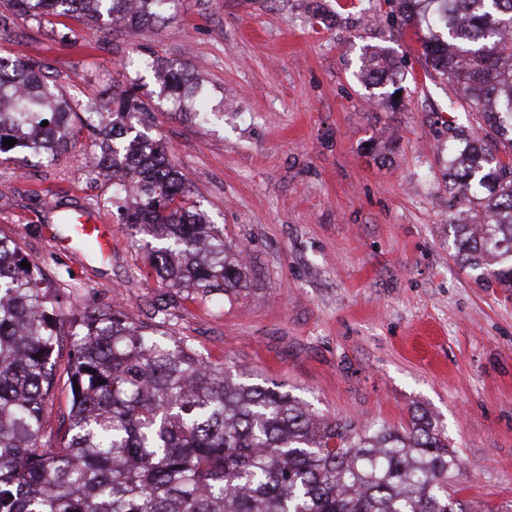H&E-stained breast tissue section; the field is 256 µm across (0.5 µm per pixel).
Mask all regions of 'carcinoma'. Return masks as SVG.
Instances as JSON below:
<instances>
[{"label":"carcinoma","instance_id":"obj_1","mask_svg":"<svg viewBox=\"0 0 512 512\" xmlns=\"http://www.w3.org/2000/svg\"><path fill=\"white\" fill-rule=\"evenodd\" d=\"M33 20L87 15L129 35L174 18L178 0H9ZM388 26L416 36L424 77L448 86V224L454 258L483 288L512 289V0H376ZM160 95L201 125L221 114L187 70ZM34 59L0 65V161L59 160L87 123L41 79ZM407 74L378 54L362 81L393 101ZM133 86L112 94L91 161L112 170V206L145 236L146 274L188 300L227 295L247 268L152 135ZM48 122L42 126V122ZM14 138L8 148L3 140ZM0 237V512H455V451L425 411L400 427L325 419L274 383L237 381L153 323L89 305L61 311L40 270ZM74 337L52 359L62 321ZM59 412L68 422L45 435ZM80 389H75V386Z\"/></svg>","mask_w":512,"mask_h":512}]
</instances>
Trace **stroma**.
I'll return each instance as SVG.
<instances>
[{
    "mask_svg": "<svg viewBox=\"0 0 512 512\" xmlns=\"http://www.w3.org/2000/svg\"><path fill=\"white\" fill-rule=\"evenodd\" d=\"M374 52L420 70L372 0H181L174 22L132 40L88 19L14 15L0 54L38 59L75 112L133 82L158 90L153 61L187 65L223 99V117L201 127L152 97L153 134L225 241L244 247L248 275L238 295L195 302L141 275L111 175L85 165L88 139L51 165L0 163V234L64 304L166 316L213 363L317 413L362 428L428 410L457 452L464 507L512 512V297L453 257L438 149L447 87L405 80L389 107L359 79ZM47 186L54 197H37ZM79 206L111 226L110 251L66 239L60 219Z\"/></svg>",
    "mask_w": 512,
    "mask_h": 512,
    "instance_id": "obj_1",
    "label": "stroma"
}]
</instances>
